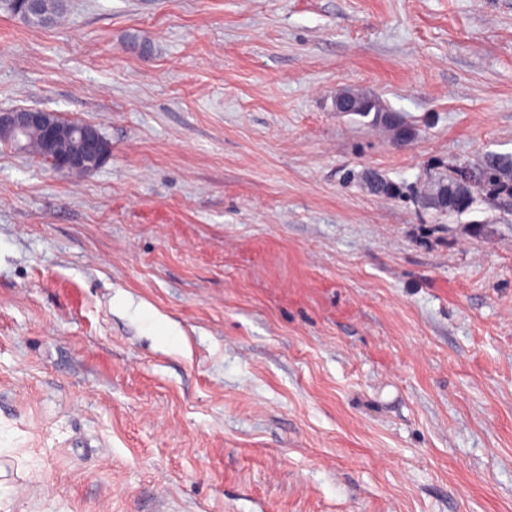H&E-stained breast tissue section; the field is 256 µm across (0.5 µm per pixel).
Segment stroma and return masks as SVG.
Returning <instances> with one entry per match:
<instances>
[{
	"instance_id": "obj_1",
	"label": "stroma",
	"mask_w": 512,
	"mask_h": 512,
	"mask_svg": "<svg viewBox=\"0 0 512 512\" xmlns=\"http://www.w3.org/2000/svg\"><path fill=\"white\" fill-rule=\"evenodd\" d=\"M66 2L0 0V112L112 146L0 143V512H512V212L415 200L512 154V0ZM65 8L64 0H42L38 15L33 18L22 17L32 25L47 26L55 22L63 13ZM365 97L366 95L361 93L344 91L336 96L335 111L343 113L357 112L358 115L363 117L369 116L371 112H376L374 114V118L386 128H393L397 131L398 135L407 136V133H410L405 126L401 115L396 112H389L384 115L381 114V112H384L383 108L374 98L370 99L363 110ZM54 112L39 109H19L0 113L1 138L28 129L41 132L44 145L53 153L54 169L60 173L92 172L100 168L111 156L112 146L106 142L99 129L92 124L81 123L78 127V143L64 151L62 142L71 137L70 131L52 118Z\"/></svg>"
}]
</instances>
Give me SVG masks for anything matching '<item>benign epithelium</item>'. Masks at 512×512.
Returning a JSON list of instances; mask_svg holds the SVG:
<instances>
[{
  "label": "benign epithelium",
  "instance_id": "1",
  "mask_svg": "<svg viewBox=\"0 0 512 512\" xmlns=\"http://www.w3.org/2000/svg\"><path fill=\"white\" fill-rule=\"evenodd\" d=\"M364 102L365 95L344 91L336 96L335 111L361 112ZM28 129H37L41 132L46 149L53 153L51 160L54 169L60 173L92 172L100 168L112 154V146L92 124H80L78 143L68 150L61 151L59 146L71 137V133L53 120L52 113L39 109H19L0 113L1 136H10Z\"/></svg>",
  "mask_w": 512,
  "mask_h": 512
}]
</instances>
